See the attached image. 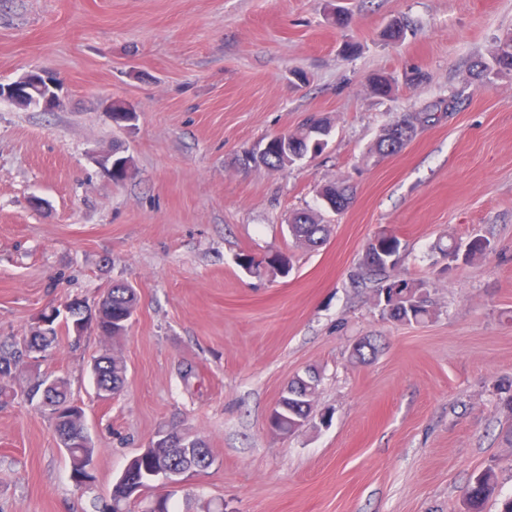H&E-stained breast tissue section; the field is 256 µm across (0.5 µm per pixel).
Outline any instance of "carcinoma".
<instances>
[{
	"label": "carcinoma",
	"mask_w": 512,
	"mask_h": 512,
	"mask_svg": "<svg viewBox=\"0 0 512 512\" xmlns=\"http://www.w3.org/2000/svg\"><path fill=\"white\" fill-rule=\"evenodd\" d=\"M489 74L512 76V33L506 34L491 61L479 60L475 63V77L481 79ZM435 119L433 112H415L409 117L386 125L378 135L374 149L381 156L397 153L414 133L415 124ZM331 127L328 122L316 115L292 132L276 134L263 144L264 167L278 171L291 166L308 155L321 153L327 145ZM320 206L336 215L342 214L349 206L348 187L342 183L324 185L318 192ZM330 232V225L322 223L320 215L311 210H301L288 218V235L299 246L314 248L323 244ZM393 259H401L400 242L395 237L382 234L377 243H369L365 248L361 268L368 276H381L387 273ZM236 264L249 273H256L265 267L270 271L288 276L293 264L291 257L276 251L263 260L256 261L248 252L236 256ZM105 309V322L102 330L106 337L117 339L127 330V319L131 318L137 305L134 288L125 282H115L112 288L102 294ZM375 305L380 314L404 323H421L433 314L432 299L426 281L421 279L393 278L379 283L376 288ZM49 326L32 331L23 346L0 343V406L8 404L17 396L14 380L17 373L30 370L28 359L32 354L51 346L57 339V319L44 316ZM378 347L371 338H366V346L352 349L351 358L366 363L377 354ZM92 372L96 389H107L114 395L124 387L127 366L124 359L113 351L103 350L93 359ZM321 379L311 372L296 376L283 391L279 403V416L272 423L273 431L290 434L296 426L307 425L311 421L314 399ZM22 393L29 399H39L40 405L49 408L55 415V406L72 401L70 383L65 377L53 379L43 376L38 370H31ZM54 432L64 447L70 462V478L74 487L84 492L95 481L94 455L96 446L85 431L84 424L74 422L70 426L53 423ZM214 463L209 449L198 439L182 437L177 448L144 456L137 461L134 479L140 482L144 492H149L157 482V473L168 472L174 481L189 471H205ZM496 474L493 466L474 475L463 498L464 512H486V505L495 490Z\"/></svg>",
	"instance_id": "cac0c4a2"
}]
</instances>
